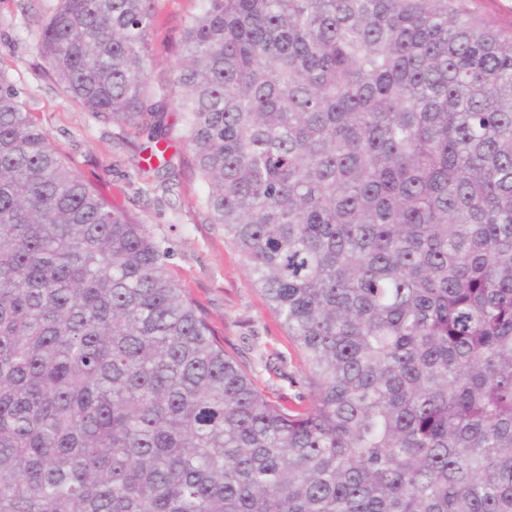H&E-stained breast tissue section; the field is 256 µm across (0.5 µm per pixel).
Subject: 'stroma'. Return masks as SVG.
Listing matches in <instances>:
<instances>
[{
	"instance_id": "35a3bbf8",
	"label": "stroma",
	"mask_w": 512,
	"mask_h": 512,
	"mask_svg": "<svg viewBox=\"0 0 512 512\" xmlns=\"http://www.w3.org/2000/svg\"><path fill=\"white\" fill-rule=\"evenodd\" d=\"M56 0H0V67L22 92L26 108L68 165L100 188L113 205L148 225L171 251L167 272L207 312L224 347L253 371L270 395L293 393L302 359L276 311L253 284L224 228L206 220L207 186L185 141L180 89L174 82L187 19L201 0H155L148 63L151 101L160 129L96 118L74 103L47 72L39 28ZM166 146L173 170L158 171L153 152Z\"/></svg>"
}]
</instances>
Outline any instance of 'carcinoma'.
Wrapping results in <instances>:
<instances>
[{
    "label": "carcinoma",
    "instance_id": "obj_1",
    "mask_svg": "<svg viewBox=\"0 0 512 512\" xmlns=\"http://www.w3.org/2000/svg\"><path fill=\"white\" fill-rule=\"evenodd\" d=\"M153 22L56 0L38 50L157 127ZM175 82L307 393L257 386L0 70V512H512V32L473 0H204Z\"/></svg>",
    "mask_w": 512,
    "mask_h": 512
}]
</instances>
